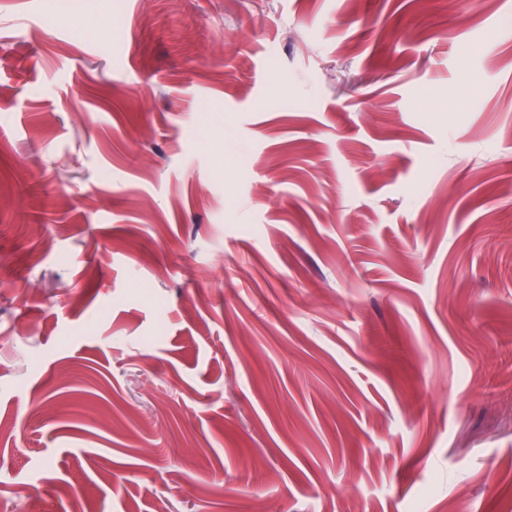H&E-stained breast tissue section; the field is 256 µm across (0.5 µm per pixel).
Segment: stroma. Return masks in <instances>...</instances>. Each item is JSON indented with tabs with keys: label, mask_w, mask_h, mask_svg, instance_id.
Wrapping results in <instances>:
<instances>
[{
	"label": "stroma",
	"mask_w": 512,
	"mask_h": 512,
	"mask_svg": "<svg viewBox=\"0 0 512 512\" xmlns=\"http://www.w3.org/2000/svg\"><path fill=\"white\" fill-rule=\"evenodd\" d=\"M0 512H512V0H0Z\"/></svg>",
	"instance_id": "obj_1"
}]
</instances>
